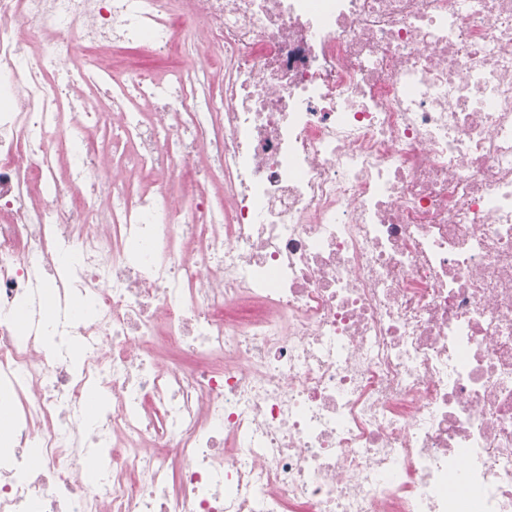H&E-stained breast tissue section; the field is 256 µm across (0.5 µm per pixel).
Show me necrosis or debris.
Instances as JSON below:
<instances>
[{"label":"necrosis or debris","instance_id":"1","mask_svg":"<svg viewBox=\"0 0 512 512\" xmlns=\"http://www.w3.org/2000/svg\"><path fill=\"white\" fill-rule=\"evenodd\" d=\"M0 400V512H512V0H0Z\"/></svg>","mask_w":512,"mask_h":512}]
</instances>
